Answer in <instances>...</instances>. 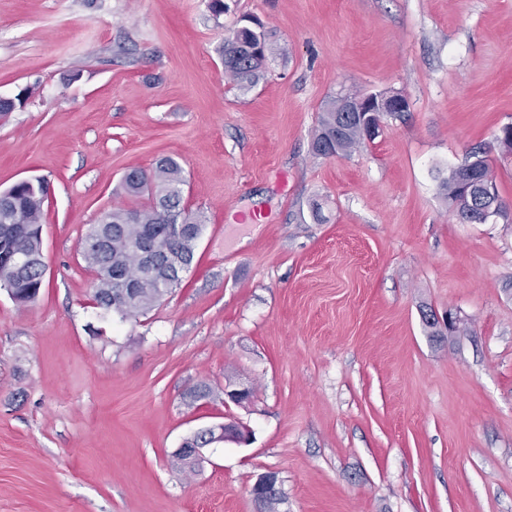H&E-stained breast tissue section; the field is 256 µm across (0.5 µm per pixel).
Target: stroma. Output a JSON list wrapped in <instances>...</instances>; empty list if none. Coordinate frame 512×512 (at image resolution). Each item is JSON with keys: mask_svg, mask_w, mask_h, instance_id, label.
Listing matches in <instances>:
<instances>
[{"mask_svg": "<svg viewBox=\"0 0 512 512\" xmlns=\"http://www.w3.org/2000/svg\"><path fill=\"white\" fill-rule=\"evenodd\" d=\"M227 2L0 0V190L52 187L39 297L0 288V512H256L267 472L279 512H512V212L462 222L439 186L481 147L512 204V0ZM244 15L274 47L249 89L219 55ZM391 90L376 139L313 151L330 99ZM164 156L207 224L125 319L81 240ZM229 420L249 444L173 464ZM279 480L275 473L261 476L253 485L251 493L259 512H265L264 505L273 496L280 497Z\"/></svg>", "mask_w": 512, "mask_h": 512, "instance_id": "obj_1", "label": "stroma"}]
</instances>
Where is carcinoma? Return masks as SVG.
I'll return each mask as SVG.
<instances>
[{
    "mask_svg": "<svg viewBox=\"0 0 512 512\" xmlns=\"http://www.w3.org/2000/svg\"><path fill=\"white\" fill-rule=\"evenodd\" d=\"M272 47L262 31L241 25L229 31L221 50L225 74L239 86H252L266 69L267 54ZM364 115L336 111L331 100L322 115L313 140L318 155H348L363 144ZM476 179L493 181L488 160L477 154L465 161ZM187 181L180 161L173 157L160 159L148 173L133 170L123 182L124 189L134 195H146L150 204L143 208H114L103 213L91 225L84 239L82 259L95 273L93 298L104 310H114L125 317H135L153 308L163 296L178 287L183 273L191 267L206 217L184 204ZM441 190L456 214L467 216L471 198L461 187L459 169H453L441 182ZM38 182L22 184L0 198V241L16 227L25 224L28 233L11 239L13 250L23 256L16 266L0 260V287L8 286L27 303L33 302L43 285L42 242L36 226L41 224L43 199ZM155 242L165 249L159 257L161 265L173 278L168 284L156 277L144 276L127 300L120 297L114 273L138 277L145 256L144 245Z\"/></svg>",
    "mask_w": 512,
    "mask_h": 512,
    "instance_id": "obj_1",
    "label": "carcinoma"
}]
</instances>
